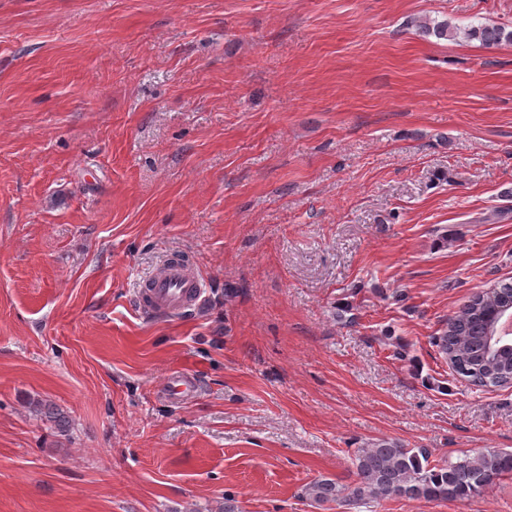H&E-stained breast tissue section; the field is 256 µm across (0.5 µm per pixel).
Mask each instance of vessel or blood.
<instances>
[{
  "mask_svg": "<svg viewBox=\"0 0 512 512\" xmlns=\"http://www.w3.org/2000/svg\"><path fill=\"white\" fill-rule=\"evenodd\" d=\"M208 299L203 278L178 258L165 260L148 276L138 279L134 300L139 315L146 319H171L202 310ZM168 394L180 400L194 398L197 385L192 377L168 375Z\"/></svg>",
  "mask_w": 512,
  "mask_h": 512,
  "instance_id": "b4317fda",
  "label": "vessel or blood"
}]
</instances>
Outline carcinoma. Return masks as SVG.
<instances>
[{"mask_svg":"<svg viewBox=\"0 0 512 512\" xmlns=\"http://www.w3.org/2000/svg\"><path fill=\"white\" fill-rule=\"evenodd\" d=\"M421 33L438 39L476 40L487 49L512 44V29L498 24L454 27L446 21L420 25ZM512 308V282L494 286L472 296L448 320L433 344L457 374L476 387L512 384V352L488 348L496 333L492 320L499 308ZM37 412L59 432H68V422L54 409L38 404ZM356 479L344 484L321 477L303 486L301 495L311 506L327 512L331 506L359 507L387 499L408 501L470 500L481 495L495 480L512 475V451L492 450L455 461L434 460L427 448L379 440L354 453Z\"/></svg>","mask_w":512,"mask_h":512,"instance_id":"1","label":"carcinoma"}]
</instances>
